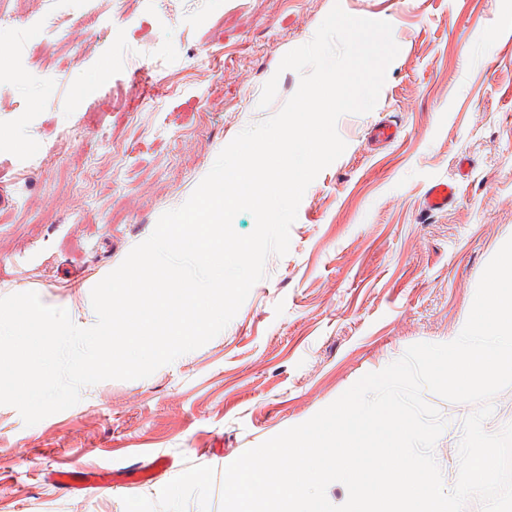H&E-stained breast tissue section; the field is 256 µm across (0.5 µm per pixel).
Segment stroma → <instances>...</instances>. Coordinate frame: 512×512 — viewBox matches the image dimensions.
I'll list each match as a JSON object with an SVG mask.
<instances>
[{"mask_svg": "<svg viewBox=\"0 0 512 512\" xmlns=\"http://www.w3.org/2000/svg\"><path fill=\"white\" fill-rule=\"evenodd\" d=\"M336 4L388 21L399 53L373 110L338 119L346 150L306 189L288 253L220 334L149 377L85 387L32 426L0 405V512H219L223 471L245 450L463 329L512 238V0H58L98 17L96 36L54 33L42 0H0V297L33 291L93 326V287L297 91L278 66ZM384 119L400 137L373 145ZM437 179L458 194L429 214ZM423 398L446 422L434 456L450 489L474 407ZM73 468L116 477L55 480Z\"/></svg>", "mask_w": 512, "mask_h": 512, "instance_id": "35a3bbf8", "label": "stroma"}]
</instances>
